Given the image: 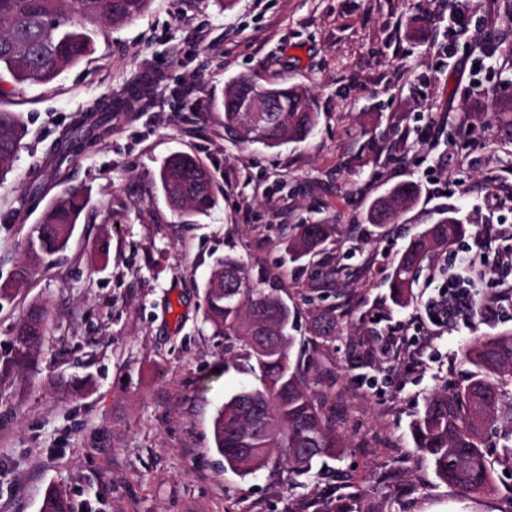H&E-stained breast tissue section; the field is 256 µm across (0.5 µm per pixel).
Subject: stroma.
Returning <instances> with one entry per match:
<instances>
[{"mask_svg": "<svg viewBox=\"0 0 512 512\" xmlns=\"http://www.w3.org/2000/svg\"><path fill=\"white\" fill-rule=\"evenodd\" d=\"M425 0H151L119 27H99L93 51L45 86L9 84L0 110L18 113L19 156L0 184V286L40 220L18 199L35 163L97 102L128 98L111 129L44 184L77 187L88 207L68 244L0 300V361L31 304L48 333L21 367L0 375V512H42L49 489L73 512H512V474L465 496L440 482L409 427L438 389L462 383L472 337L512 329V316L449 325L432 351L424 269L414 298L393 301L385 276L410 235L456 211L469 234L512 225V30L494 17L512 0H466L464 14H426ZM247 75L298 85L319 114L305 142L274 149L224 130L225 86ZM211 170L217 207L175 213L155 178L172 153ZM419 184L399 223H367L391 186ZM336 227L303 266L285 246L294 227ZM232 254L278 276L299 309L296 333L322 373L347 448L307 476L282 450L267 468L224 465L213 421L255 385L251 363L203 324L204 284ZM335 306L334 336L309 339L313 306Z\"/></svg>", "mask_w": 512, "mask_h": 512, "instance_id": "stroma-1", "label": "stroma"}]
</instances>
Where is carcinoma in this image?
<instances>
[{
    "label": "carcinoma",
    "mask_w": 512,
    "mask_h": 512,
    "mask_svg": "<svg viewBox=\"0 0 512 512\" xmlns=\"http://www.w3.org/2000/svg\"><path fill=\"white\" fill-rule=\"evenodd\" d=\"M151 0H0V73L18 84H47L63 70L79 63L94 45L90 26L121 25L140 17ZM256 81L242 75L224 90V127L242 144L277 148L300 143L314 131V112L302 88L268 86L275 95L274 112H260L258 119L238 111V101L255 91ZM125 105L95 104L51 150V162L38 170L24 194L21 208L43 201L39 174L56 171L71 161L75 146H85L109 131L108 112ZM22 123L16 112L0 111V180L6 179L20 149ZM160 189L180 214L206 215L218 203L214 178L205 164L188 153L171 155L160 168ZM419 197V185L408 181L393 186L373 202L367 212L371 224L396 223ZM88 205L87 194L67 190L45 203L39 223L24 238V260L15 282L25 284L32 273L64 251ZM336 232L334 224H300L288 237L293 263L303 262L325 250ZM465 234L464 224L453 215L440 218L413 235L390 267L387 280L399 305L413 298L417 275ZM276 276L252 274L241 258L226 255L215 263L204 287L203 323L239 347L253 361L257 384L224 402L213 422V435L224 463L243 474L265 467L274 449L282 448L288 471L305 475L325 458L340 459L346 447L336 421L326 411L313 386L320 376L313 358L293 353L297 337L298 308L282 296ZM39 323L22 317L14 331L9 369L23 365L42 342L49 310L41 304ZM336 307L320 309L313 316V336L336 335ZM464 361L471 367L465 383L442 389L428 399L423 413L410 425L414 448L428 459L436 477L463 495L494 489L495 464L512 470V331L476 336L465 347ZM266 433L258 449L243 455L252 426ZM43 512H71L64 495L50 490Z\"/></svg>",
    "instance_id": "1"
}]
</instances>
